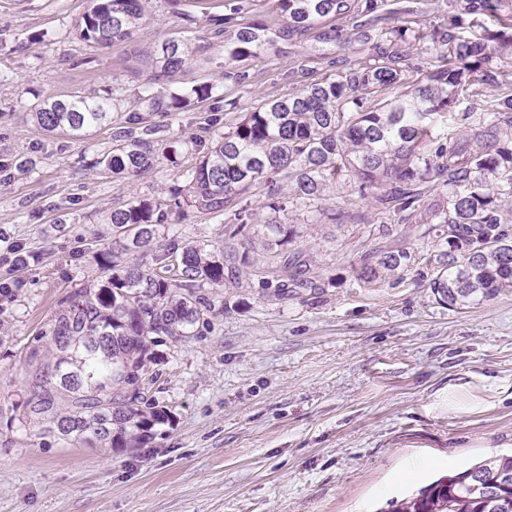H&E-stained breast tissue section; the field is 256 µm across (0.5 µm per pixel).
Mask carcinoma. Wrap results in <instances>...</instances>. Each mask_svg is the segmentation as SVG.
Wrapping results in <instances>:
<instances>
[{
  "mask_svg": "<svg viewBox=\"0 0 512 512\" xmlns=\"http://www.w3.org/2000/svg\"><path fill=\"white\" fill-rule=\"evenodd\" d=\"M148 0H89L76 21L79 40L92 51L129 45L146 16ZM387 0H276L281 23L243 22L238 0L227 13L206 19L224 42V77L243 83L241 63L286 42L295 33L337 18L372 16ZM490 17L499 29H488ZM436 51L433 68L405 92L384 97L403 83L412 63L394 47L408 37ZM512 0H448L441 27H413L404 17L378 35L375 52L340 80L319 79L296 92L266 101L241 114L233 126L199 153L186 171L187 187L166 197L134 198L109 216L112 237L126 258L96 250L93 260L110 271L105 281L61 302L50 328L51 361L39 350L27 359L25 386L30 397L23 419L91 448H137L149 443L156 427L171 422L167 409L142 392L157 361L152 346L167 337L180 342L212 308L201 296L206 286L240 284L238 246L251 244L247 226L257 213L246 193L266 184V208L273 212L310 201L329 200L330 190L348 180L361 197H370L384 214L410 219L423 214L424 236L440 241L428 258L436 275L429 288L450 307L464 306L512 288ZM150 79L136 100L149 112L181 110L192 99L212 98L210 84L187 94L168 91V82L194 56V48L175 40L141 52ZM507 88L492 107H477L480 86ZM32 122L45 132L83 137L111 120L108 99L75 92L29 108ZM157 124L114 136L112 150L94 165L112 174L134 175L157 161ZM280 176L288 183L273 180ZM447 195V206L430 207L431 190ZM191 206L224 223V240L201 245L170 239L159 242L169 212ZM239 200L234 221L224 222L228 204ZM273 236L261 239L268 254L252 270L261 287L312 288L311 265L302 252L282 259L278 247L293 239L275 220ZM410 259L403 249L364 255L356 280L384 281ZM494 478L509 473L503 496L472 489L466 474ZM391 512H512V455L483 460L439 478Z\"/></svg>",
  "mask_w": 512,
  "mask_h": 512,
  "instance_id": "carcinoma-1",
  "label": "carcinoma"
}]
</instances>
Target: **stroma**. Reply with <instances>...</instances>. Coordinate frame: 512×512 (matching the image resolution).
Listing matches in <instances>:
<instances>
[{
    "label": "stroma",
    "instance_id": "1",
    "mask_svg": "<svg viewBox=\"0 0 512 512\" xmlns=\"http://www.w3.org/2000/svg\"><path fill=\"white\" fill-rule=\"evenodd\" d=\"M87 0H0V512H389L434 480L512 451V288L464 307L437 301L426 261L436 241L411 222L379 213L372 199L337 184L336 220L290 207L279 221L295 230L284 254L303 251L313 288L283 294L249 277L261 249L240 246V286L209 289L214 309L182 342L155 343L161 360L147 394L172 423L139 448H84L21 425L28 393L24 361L48 353L46 330L61 301L105 272L90 251L112 245L108 217L136 196L167 195L184 184L208 139L199 122L209 102L187 112L137 113L149 71L134 56L169 41L198 46L172 88L216 86L221 128L269 98L310 80L356 70L374 52V29L391 15L336 21L342 36L298 34L280 52L244 63L250 82L224 75V49L207 18L224 0H149L133 45L97 53L74 36ZM74 91L110 92L112 121L84 138L50 135L30 105ZM162 125L179 142L131 178L95 160L132 119ZM390 223L391 231L377 227ZM199 244L224 226L193 209L161 230ZM31 253L16 265L14 248ZM406 249L403 270L363 286L352 266L369 250Z\"/></svg>",
    "mask_w": 512,
    "mask_h": 512
}]
</instances>
